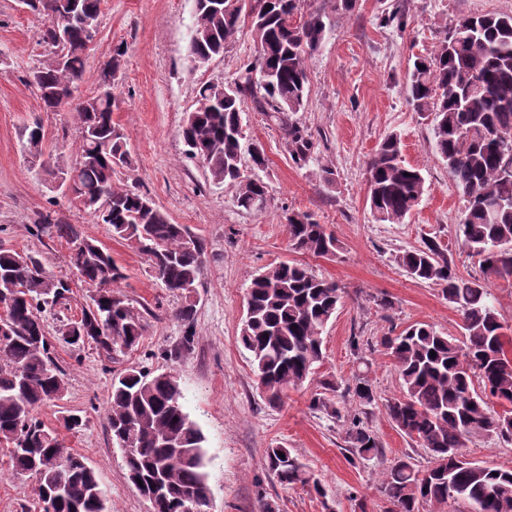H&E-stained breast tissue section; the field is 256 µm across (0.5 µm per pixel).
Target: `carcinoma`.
<instances>
[{
	"label": "carcinoma",
	"mask_w": 512,
	"mask_h": 512,
	"mask_svg": "<svg viewBox=\"0 0 512 512\" xmlns=\"http://www.w3.org/2000/svg\"><path fill=\"white\" fill-rule=\"evenodd\" d=\"M252 32L258 44L246 64L219 98L217 87H199L196 107L187 114L181 136L191 158L202 162L213 182L236 188L237 206L259 211L268 187L257 176L239 175L243 139L241 103L264 115L277 129L294 163L305 165L315 149L312 134L295 115L304 107L308 80L306 60L325 40L330 13H348L355 0H323L301 10L300 0H252ZM196 23L190 49L213 58L224 53L247 15L242 0H195ZM102 0H31L29 8L47 17L43 42L57 53L35 67L30 83L42 92L46 110L69 104L82 79L92 38L84 25L99 24ZM67 27L64 43L58 25ZM408 98L418 112L435 113V150L467 205L460 223L461 248L476 258L483 277H459L439 245L429 240L397 256L414 279L443 285L442 294L461 314L462 336H450L426 322L413 323L381 337L393 360L401 394L385 404L389 419L431 456L418 469L397 460L383 473L379 492L386 512L438 510L458 500L472 512H512V469L463 462L462 448L471 439L512 441V358L505 349L502 324L490 301L487 281L512 277V14L464 17L440 41L433 58L416 59L409 74ZM81 140L74 162L54 157L58 178L74 198L114 236L148 257L156 277L174 295L189 298L203 276V242L184 224H174L137 188L115 185L117 168L131 166L127 136L112 121V98L96 94L75 107ZM40 124L27 127L23 147L43 153ZM368 200L374 219L399 224L419 204L425 191L420 169L404 163L401 141L386 136L368 166ZM288 239L296 252L336 256L338 241L312 215L291 212ZM34 236L58 239L69 248L71 266L94 287L81 317L69 320L65 342L94 344L112 358L138 346L145 325L130 299L112 285L123 279L112 254L97 241L80 235L50 212L33 222ZM17 295L0 323V447L8 450L15 473L35 476L38 496L51 489L55 497L43 512H104L103 492L84 456L58 440L55 430L35 415L65 387V370L51 355L38 313L68 299L69 283L54 277L31 253L0 248V290ZM343 290L295 262H280L254 276L246 300L239 340L255 365L257 385L266 402L282 403L288 389L303 384L322 360V334L336 313ZM191 303L176 313L186 327L183 345L193 341ZM436 355H430V352ZM310 406L342 418L320 382ZM358 406L376 402L372 386L357 375L351 387ZM177 377L128 369L112 379L108 427L112 442L135 453L125 459L130 482L150 497L151 512H182L195 499L207 512L205 437L182 404ZM503 407L498 412L494 405ZM351 454L369 460L379 453L377 436L354 416L346 429ZM284 457H279L278 453ZM268 470L286 485L307 484L303 466L289 449L266 450Z\"/></svg>",
	"instance_id": "1"
}]
</instances>
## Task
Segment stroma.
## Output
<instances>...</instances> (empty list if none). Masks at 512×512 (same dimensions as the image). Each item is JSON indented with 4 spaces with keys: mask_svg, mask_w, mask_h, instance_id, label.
I'll return each mask as SVG.
<instances>
[{
    "mask_svg": "<svg viewBox=\"0 0 512 512\" xmlns=\"http://www.w3.org/2000/svg\"><path fill=\"white\" fill-rule=\"evenodd\" d=\"M400 3L406 6L404 27L383 25ZM486 13H512V0H356L352 12L333 16L322 46L307 60V94L296 115L313 135L312 160L295 164L279 132L251 106L243 108L242 145L263 146L267 164L259 176L269 186L265 208L247 212L238 207L234 187L214 184L207 170L189 158L180 126L194 109L202 83L231 82L254 60L250 23H242L222 55L197 69L186 59L196 20L194 0H104L77 95L96 94L101 66L115 47L124 46L112 89V120L129 136L133 164L119 169L116 182L147 194L205 246V271L191 297L195 340L185 349L182 323L175 316L182 299L164 288L145 255L113 237L110 225L97 222L46 172L52 155H76L73 108L44 111L28 81L29 72L50 56L40 40L45 16L23 10L18 0H0V246L35 253L48 271L71 285L68 307L41 313L52 353L66 371V389L37 415L95 469L107 512H149L108 429L112 378L132 366L179 378L184 408L205 437L212 512H385L382 472L406 456L418 468L429 467L427 450L385 413L386 400L399 396L401 386L379 341L389 330L415 322L457 336L461 316L440 286L412 279L395 257L432 238L453 256L460 276L480 269L461 249L458 225L466 202L435 152V115L410 105L408 75L414 60L431 56L459 19ZM37 121L45 143L43 155L35 158L23 152L21 138L24 127ZM391 133L401 138L405 163L424 175L425 191L402 223L380 224L367 201V165ZM324 168L332 170L331 180L320 178ZM45 209L101 243L121 266L124 277L117 287L147 324L137 348L110 359L95 345L76 348L64 342L63 321L80 315L91 290L70 267L66 244L31 236L30 225ZM291 212L310 213L326 225L338 240L335 257L291 249L286 226ZM289 261L336 282L345 294L323 333V359L311 380L289 389L283 403L272 407L257 387L238 336L252 277ZM361 372L376 393L365 420L380 441V452L354 464L344 423L312 410L309 400L320 381L329 379L340 386L331 396L333 406H349L343 389ZM70 413L81 416L79 430L61 429L62 416ZM275 445L290 449L310 484L284 485L268 471L265 451ZM317 483L324 495L315 493ZM35 488L32 475L16 474L0 454V512H43Z\"/></svg>",
    "mask_w": 512,
    "mask_h": 512,
    "instance_id": "obj_1",
    "label": "stroma"
}]
</instances>
